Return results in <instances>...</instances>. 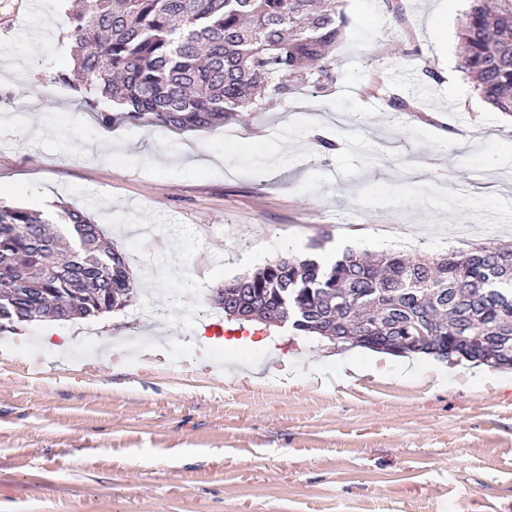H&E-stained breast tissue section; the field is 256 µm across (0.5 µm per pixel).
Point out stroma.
<instances>
[{"label":"stroma","instance_id":"obj_1","mask_svg":"<svg viewBox=\"0 0 512 512\" xmlns=\"http://www.w3.org/2000/svg\"><path fill=\"white\" fill-rule=\"evenodd\" d=\"M402 2L342 0L333 82L182 134L51 94L78 0H0V206H80L137 288L50 338L0 332V512H512V368L235 328L212 302L291 255L512 242V114L461 67L469 2Z\"/></svg>","mask_w":512,"mask_h":512}]
</instances>
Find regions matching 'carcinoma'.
Listing matches in <instances>:
<instances>
[{
  "mask_svg": "<svg viewBox=\"0 0 512 512\" xmlns=\"http://www.w3.org/2000/svg\"><path fill=\"white\" fill-rule=\"evenodd\" d=\"M70 86L106 125L133 121L195 131L238 120L267 87L295 89L309 74L331 81L329 50L347 18L338 0H81L69 16ZM462 66L483 98L512 112V0H470L458 31ZM110 101L125 108H98ZM136 293L125 257L77 207L58 217L0 206V328L75 318L128 305ZM221 309L244 307L264 322L284 313L303 333L348 336L357 345L412 353L409 336L485 338L471 361L512 366V245L439 257L347 252L331 264L291 256L224 285Z\"/></svg>",
  "mask_w": 512,
  "mask_h": 512,
  "instance_id": "1",
  "label": "carcinoma"
}]
</instances>
